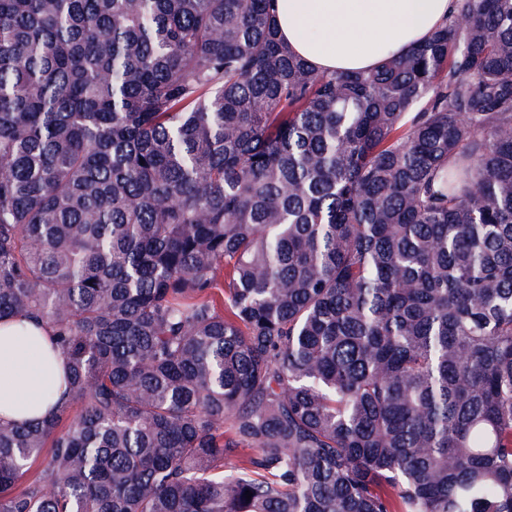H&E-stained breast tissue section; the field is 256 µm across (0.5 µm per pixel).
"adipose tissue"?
I'll list each match as a JSON object with an SVG mask.
<instances>
[{
	"instance_id": "1",
	"label": "adipose tissue",
	"mask_w": 512,
	"mask_h": 512,
	"mask_svg": "<svg viewBox=\"0 0 512 512\" xmlns=\"http://www.w3.org/2000/svg\"><path fill=\"white\" fill-rule=\"evenodd\" d=\"M453 0H276L278 38L317 71H368L447 22ZM67 360L52 329L0 320V422L42 419L65 398Z\"/></svg>"
}]
</instances>
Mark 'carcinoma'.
<instances>
[{
  "label": "carcinoma",
  "mask_w": 512,
  "mask_h": 512,
  "mask_svg": "<svg viewBox=\"0 0 512 512\" xmlns=\"http://www.w3.org/2000/svg\"><path fill=\"white\" fill-rule=\"evenodd\" d=\"M273 2L0 0V319L69 365L0 512H512V0L352 73Z\"/></svg>",
  "instance_id": "1"
}]
</instances>
